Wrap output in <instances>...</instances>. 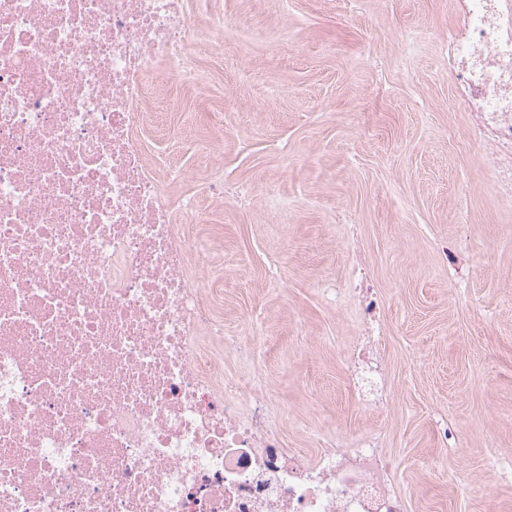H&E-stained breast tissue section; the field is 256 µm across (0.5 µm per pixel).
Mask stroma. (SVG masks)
<instances>
[{
  "label": "stroma",
  "instance_id": "35a3bbf8",
  "mask_svg": "<svg viewBox=\"0 0 512 512\" xmlns=\"http://www.w3.org/2000/svg\"><path fill=\"white\" fill-rule=\"evenodd\" d=\"M202 85L160 80L151 161L224 174L197 233L223 257L206 298L224 380L249 373L287 448L381 433L406 512H512V205L452 92L450 0H185ZM214 142L213 155L199 141ZM370 273L386 408H360L341 349L363 335L352 266Z\"/></svg>",
  "mask_w": 512,
  "mask_h": 512
}]
</instances>
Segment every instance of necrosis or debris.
I'll use <instances>...</instances> for the list:
<instances>
[{
	"instance_id": "obj_1",
	"label": "necrosis or debris",
	"mask_w": 512,
	"mask_h": 512,
	"mask_svg": "<svg viewBox=\"0 0 512 512\" xmlns=\"http://www.w3.org/2000/svg\"><path fill=\"white\" fill-rule=\"evenodd\" d=\"M448 71L512 192V0H451ZM184 0H0V512H405L379 435L315 459L225 385L210 239L141 131L159 65L205 80ZM385 338L346 351L385 405Z\"/></svg>"
}]
</instances>
